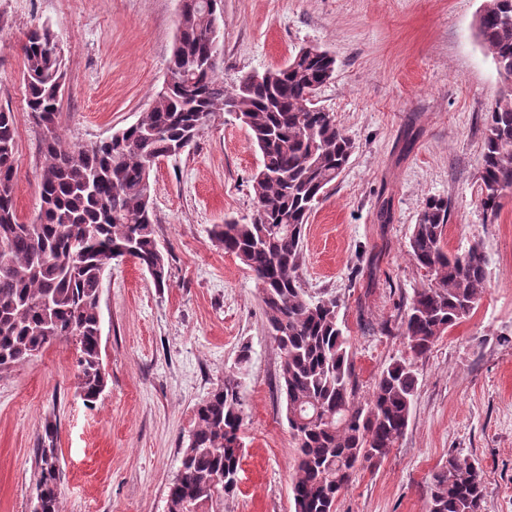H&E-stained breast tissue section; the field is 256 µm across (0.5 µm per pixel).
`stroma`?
Listing matches in <instances>:
<instances>
[{
  "instance_id": "1",
  "label": "stroma",
  "mask_w": 512,
  "mask_h": 512,
  "mask_svg": "<svg viewBox=\"0 0 512 512\" xmlns=\"http://www.w3.org/2000/svg\"><path fill=\"white\" fill-rule=\"evenodd\" d=\"M484 0H224L225 89L304 47L336 60L316 102L355 150L305 226L298 274L307 299L333 298L360 397L409 356L401 315L428 275L407 252L424 201L447 198L445 249L480 244L486 290L473 313L413 359L407 428L384 459L359 466L336 512H425L431 473L478 461L483 512H512V193L478 204L489 108L502 83L475 33ZM179 0H0V107L16 122V205L40 208V129L27 112L21 44L47 26L66 67L59 124L79 146L134 124L169 75ZM261 155L245 126L215 113L179 156L150 172L167 288L115 261L100 295L108 384L95 406L76 354L59 341L0 375V512H29L36 450L57 426L63 512H166L197 403L234 375L245 417L240 483L224 512H293L296 444L278 389L282 354L256 280L211 231L255 211ZM390 211L381 223V208ZM248 362H239L241 350ZM410 357V356H409Z\"/></svg>"
}]
</instances>
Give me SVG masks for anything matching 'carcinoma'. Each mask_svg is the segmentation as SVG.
Returning <instances> with one entry per match:
<instances>
[{
	"label": "carcinoma",
	"mask_w": 512,
	"mask_h": 512,
	"mask_svg": "<svg viewBox=\"0 0 512 512\" xmlns=\"http://www.w3.org/2000/svg\"><path fill=\"white\" fill-rule=\"evenodd\" d=\"M183 2L169 79L152 106L137 124L82 147L66 143L59 130L66 72L57 42L43 25L26 33L21 50L27 107L42 130L41 208L33 222L19 221L15 120L1 109L0 374L70 341L84 402L95 404L107 385L100 365L103 267L130 258L155 287L168 286L150 170L193 142L214 113L237 112L261 154L252 175L256 211L250 222L228 220L212 235L253 272L270 336L283 355L280 388L297 441L294 512H334L357 467L386 457L407 428L418 383L413 363L403 358L382 371L369 397L360 398L336 300L306 299L298 275L304 226L354 151L334 113L314 100L336 61L319 48H302L258 80L244 75L228 92L216 78L219 49L210 37V16L224 10L223 0ZM475 30L505 83L487 112L478 176V203L495 215L512 192V0H484ZM448 215L447 199L428 198L407 244L430 277L401 317L400 335L414 357L468 317L486 288L488 260L480 244L462 252L444 249ZM243 425L239 383L226 376L196 406L168 487L167 512H211L234 497ZM37 460L35 494L42 512H62L51 423ZM483 503L476 461L450 456L430 475L427 512H482Z\"/></svg>",
	"instance_id": "1"
}]
</instances>
